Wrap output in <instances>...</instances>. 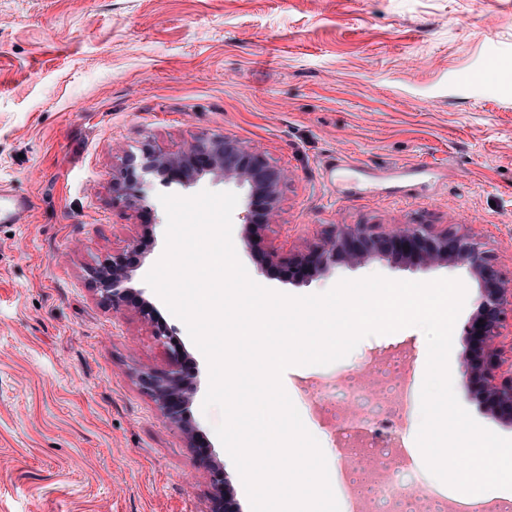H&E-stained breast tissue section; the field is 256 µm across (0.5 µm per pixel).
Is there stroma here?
I'll return each mask as SVG.
<instances>
[{
  "label": "stroma",
  "instance_id": "stroma-1",
  "mask_svg": "<svg viewBox=\"0 0 512 512\" xmlns=\"http://www.w3.org/2000/svg\"><path fill=\"white\" fill-rule=\"evenodd\" d=\"M202 136L236 139L284 174L258 232L239 217L247 185L193 173L167 189L238 194L233 243L259 285L303 296L373 274L460 279L453 388L481 426L512 438V424L461 382L478 296L464 269L373 258L301 285L287 263L332 224L461 225L512 280V0H0V188L33 202L26 223L0 224V512H215L218 469L251 512L214 431L222 414L203 407L208 362L145 281L165 250L166 189L151 178L132 204L112 187L143 149L176 156ZM337 152L358 163L337 175L346 188L364 166L422 163L447 180L436 193L339 199L320 170ZM134 244L140 265L116 310L90 271ZM159 325L173 330L192 382L183 427L140 381L168 365ZM395 350L411 391L399 452L346 458L341 428L360 427L362 413L324 387L349 376L375 385L373 363ZM427 355L423 332L409 327L282 375L305 427L330 449L328 467L360 462L372 482L398 472L417 512L465 500L426 470L416 444Z\"/></svg>",
  "mask_w": 512,
  "mask_h": 512
}]
</instances>
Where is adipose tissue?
I'll use <instances>...</instances> for the list:
<instances>
[{
    "mask_svg": "<svg viewBox=\"0 0 512 512\" xmlns=\"http://www.w3.org/2000/svg\"><path fill=\"white\" fill-rule=\"evenodd\" d=\"M460 453L466 458L467 465L456 473L455 478L468 489L467 502L470 506L477 508L487 502L489 493L484 487V480L488 474L498 475L501 488L512 487V455L496 452L488 438L472 434Z\"/></svg>",
    "mask_w": 512,
    "mask_h": 512,
    "instance_id": "obj_1",
    "label": "adipose tissue"
}]
</instances>
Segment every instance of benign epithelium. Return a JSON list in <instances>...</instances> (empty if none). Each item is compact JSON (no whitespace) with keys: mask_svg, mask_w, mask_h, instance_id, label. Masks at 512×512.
Instances as JSON below:
<instances>
[{"mask_svg":"<svg viewBox=\"0 0 512 512\" xmlns=\"http://www.w3.org/2000/svg\"><path fill=\"white\" fill-rule=\"evenodd\" d=\"M194 168L246 181L249 196L242 219L257 231L263 228L258 218L274 211L283 179L281 171L264 154L227 137L198 138L180 157H158L147 152L145 162L140 164L143 174L161 175L165 185L182 181L184 173ZM140 192L141 182L129 167L119 195L134 202ZM370 252L400 254L415 269L453 262L478 279V307L464 325V334L472 342V353L462 370L463 383L468 390L479 391L494 416L511 424L512 339L506 330L512 327V284L505 280L482 243L463 227L435 231L428 224H398L385 230L373 224H332L306 253L288 261V276L297 284H308L335 264L362 263ZM94 278L101 297L112 303L113 309H119L131 279L126 257L113 258L112 267L94 273ZM171 338L168 328L156 329L155 339L168 350L169 366L160 375H141V382L158 398L163 416L183 426L187 407L183 355Z\"/></svg>","mask_w":512,"mask_h":512,"instance_id":"7a95c632","label":"benign epithelium"}]
</instances>
